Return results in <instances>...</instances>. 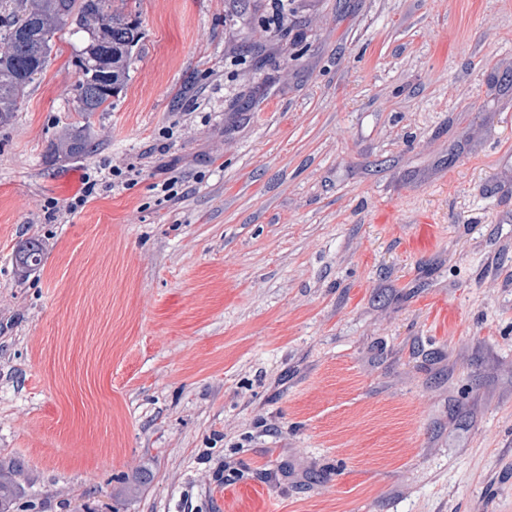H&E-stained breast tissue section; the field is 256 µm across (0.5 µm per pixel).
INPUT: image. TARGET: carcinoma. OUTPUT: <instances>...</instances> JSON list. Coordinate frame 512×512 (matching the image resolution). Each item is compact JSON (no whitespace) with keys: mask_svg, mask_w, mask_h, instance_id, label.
I'll list each match as a JSON object with an SVG mask.
<instances>
[{"mask_svg":"<svg viewBox=\"0 0 512 512\" xmlns=\"http://www.w3.org/2000/svg\"><path fill=\"white\" fill-rule=\"evenodd\" d=\"M88 0H0V124L12 118L25 89L46 70L53 39L71 32L70 17H80L79 29L88 34L78 59L79 79L74 86V111L83 122L64 126L51 142L49 154L67 161L89 152L95 131L87 121L95 112H106L127 84L134 56L142 39L139 23L112 9L109 23L88 13ZM112 42V60L96 65L97 49ZM15 260L24 271L42 267L45 251L37 238L26 241ZM17 467L0 465V512H16L19 498Z\"/></svg>","mask_w":512,"mask_h":512,"instance_id":"cac0c4a2","label":"carcinoma"}]
</instances>
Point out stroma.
Here are the masks:
<instances>
[{"label":"stroma","instance_id":"35a3bbf8","mask_svg":"<svg viewBox=\"0 0 512 512\" xmlns=\"http://www.w3.org/2000/svg\"><path fill=\"white\" fill-rule=\"evenodd\" d=\"M123 8L90 154L83 32L0 126L19 512H512V0ZM15 260L25 272L40 269L45 260L42 242L37 238L29 239L17 251Z\"/></svg>","mask_w":512,"mask_h":512}]
</instances>
